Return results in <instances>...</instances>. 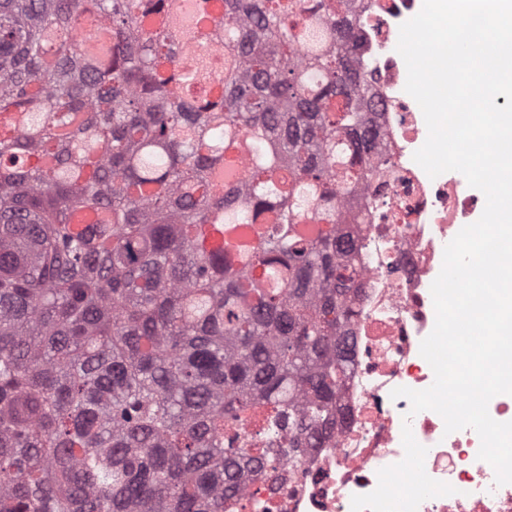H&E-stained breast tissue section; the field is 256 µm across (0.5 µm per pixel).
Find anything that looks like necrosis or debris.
<instances>
[{
    "instance_id": "4bbe7bcc",
    "label": "necrosis or debris",
    "mask_w": 512,
    "mask_h": 512,
    "mask_svg": "<svg viewBox=\"0 0 512 512\" xmlns=\"http://www.w3.org/2000/svg\"><path fill=\"white\" fill-rule=\"evenodd\" d=\"M363 15V63L380 105L375 120L395 179L384 196L362 197L356 261L360 290L341 408L319 447L279 467L276 482L249 483L225 512H351L356 494L372 492L378 471L404 457L402 427L426 447L425 470L454 494L423 501L418 512H512V483L496 485L479 460L470 428L445 433L431 410L412 413L398 387L423 390L434 381L421 341L435 325L431 285L444 248L475 213L478 197L457 172L429 177L414 161L427 138L417 102L405 91L407 72L396 50L399 27L419 0H357Z\"/></svg>"
}]
</instances>
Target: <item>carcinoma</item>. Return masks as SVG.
<instances>
[{
  "label": "carcinoma",
  "mask_w": 512,
  "mask_h": 512,
  "mask_svg": "<svg viewBox=\"0 0 512 512\" xmlns=\"http://www.w3.org/2000/svg\"><path fill=\"white\" fill-rule=\"evenodd\" d=\"M209 2L191 44L175 0H0V512H224L331 425L387 168L363 19Z\"/></svg>",
  "instance_id": "1"
}]
</instances>
